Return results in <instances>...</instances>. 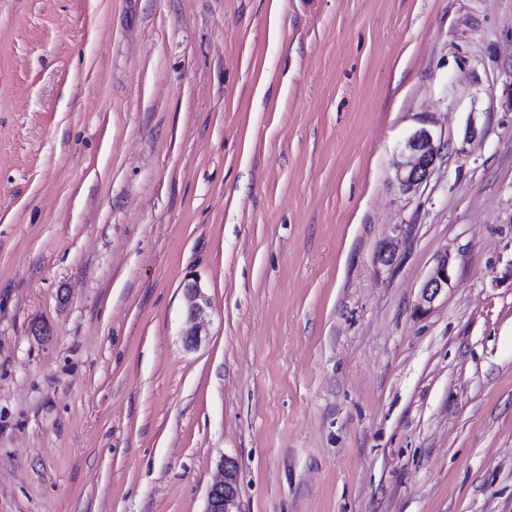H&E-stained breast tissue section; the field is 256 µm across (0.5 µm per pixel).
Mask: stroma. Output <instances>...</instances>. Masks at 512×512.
<instances>
[{
	"label": "stroma",
	"mask_w": 512,
	"mask_h": 512,
	"mask_svg": "<svg viewBox=\"0 0 512 512\" xmlns=\"http://www.w3.org/2000/svg\"><path fill=\"white\" fill-rule=\"evenodd\" d=\"M225 459L241 512H512V0H0V512ZM408 161L398 170L397 180L405 191L413 190L425 181L435 163L439 145L427 129L416 131L407 141ZM450 258L448 254L442 255L437 261V265L425 284L423 300L429 304L433 303L442 291L448 287L451 281ZM185 290L190 299V308L188 327L183 336L187 347H194L200 342L204 331V324L198 321V316L204 312L208 303L196 281L186 283Z\"/></svg>",
	"instance_id": "stroma-1"
}]
</instances>
